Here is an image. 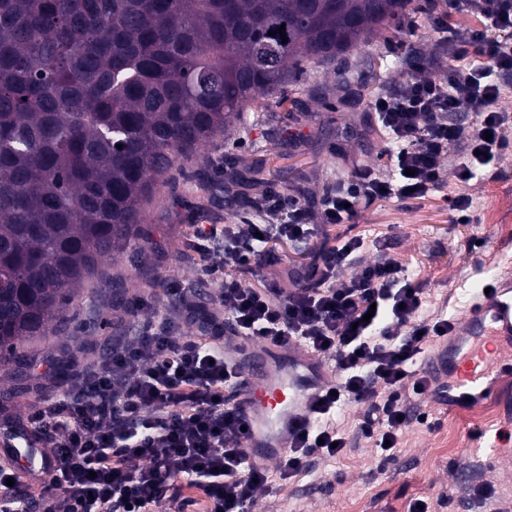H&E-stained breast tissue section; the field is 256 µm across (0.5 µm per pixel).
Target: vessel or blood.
<instances>
[{"instance_id":"vessel-or-blood-1","label":"vessel or blood","mask_w":512,"mask_h":512,"mask_svg":"<svg viewBox=\"0 0 512 512\" xmlns=\"http://www.w3.org/2000/svg\"><path fill=\"white\" fill-rule=\"evenodd\" d=\"M236 405L246 427L243 448L250 465L264 469L283 459L293 433L308 413L311 397L332 384L325 367L307 351L268 344L257 358L241 356ZM512 371V280L501 279L471 304L465 320L441 339L422 372L435 389L437 406L455 413L490 397L498 379ZM28 458L23 472L43 482L56 470L48 449L24 434L0 448V461Z\"/></svg>"}]
</instances>
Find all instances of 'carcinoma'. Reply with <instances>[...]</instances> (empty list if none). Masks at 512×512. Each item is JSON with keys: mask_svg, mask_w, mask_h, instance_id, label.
I'll use <instances>...</instances> for the list:
<instances>
[{"mask_svg": "<svg viewBox=\"0 0 512 512\" xmlns=\"http://www.w3.org/2000/svg\"><path fill=\"white\" fill-rule=\"evenodd\" d=\"M411 2L0 0V365L23 379L103 259L148 262L138 225L179 158L250 105L300 109L277 92L303 63L372 46Z\"/></svg>", "mask_w": 512, "mask_h": 512, "instance_id": "obj_1", "label": "carcinoma"}]
</instances>
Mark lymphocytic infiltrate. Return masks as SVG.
I'll list each match as a JSON object with an SVG mask.
<instances>
[{"instance_id": "lymphocytic-infiltrate-1", "label": "lymphocytic infiltrate", "mask_w": 512, "mask_h": 512, "mask_svg": "<svg viewBox=\"0 0 512 512\" xmlns=\"http://www.w3.org/2000/svg\"><path fill=\"white\" fill-rule=\"evenodd\" d=\"M472 18L462 26L451 14ZM431 21L457 59L430 57L435 76L380 89L370 108L391 146L386 162L356 166L318 200L268 187L252 213L234 223L198 227L197 239L220 245L218 311L200 315L188 289H174L175 309L133 335L114 339L107 355L84 365L59 399L35 402L25 427L57 461L50 482L17 481L0 464V512H249L268 471L248 472L242 421L232 400L240 374L238 337L300 346L335 362L333 389L316 393L310 419L278 466L281 481L312 459L344 454L348 439L338 407L364 405L359 427L385 460L410 421V406L430 381L413 364L427 344L448 334L445 318H425L421 284L405 277L388 252L357 264L359 238L311 253L289 289L244 287L259 274L267 246L302 241L318 224H347L360 203L422 199L444 181L475 175L512 145V112L500 106L512 76V0H452ZM479 56L481 65L469 63Z\"/></svg>"}]
</instances>
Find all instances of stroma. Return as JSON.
Returning <instances> with one entry per match:
<instances>
[{"mask_svg":"<svg viewBox=\"0 0 512 512\" xmlns=\"http://www.w3.org/2000/svg\"><path fill=\"white\" fill-rule=\"evenodd\" d=\"M414 21V35L400 31L369 51L349 54L341 76H334L332 67L306 63L288 89L289 97L305 100V112L252 107L226 133L180 159L147 206L141 226L154 253L152 264L136 268L125 260L104 261L101 276L73 296L63 319L28 344L26 377L14 381L0 367V391L8 393L0 399V420H24L36 398L58 396L57 359L68 355L82 367L107 352L113 337L168 314L171 285L193 289L201 313L217 309L216 285L202 277L200 261L190 253L198 225L235 218L213 191L226 170L258 166L263 186L301 188L316 198L355 165L379 163L386 136L369 101L380 88L399 87L410 77L411 61L432 55L445 65L454 61L451 49L440 46L428 14L415 13ZM275 129L286 133V144L274 145ZM459 194L473 200L467 224L448 221V200ZM345 236L361 239V262L372 261L381 248L397 253L405 277L426 290L425 316L460 323L478 288L512 272V147L469 182L449 172L426 198L360 205L352 223L319 226L314 242L332 247ZM268 249L271 264L261 276L245 275V285L288 287V273L303 262L305 246L280 241ZM487 405L494 411L490 422L444 414L423 395L420 409L427 422L412 420L393 460L384 464L377 448L356 435L363 406L346 403L336 414L337 425L349 435L344 456L314 459L285 487L270 476L253 512H407L417 499L431 512H495L498 499L512 498V439L497 438L512 428V375L500 378ZM482 484L495 490V498L475 495Z\"/></svg>","mask_w":512,"mask_h":512,"instance_id":"obj_1","label":"stroma"}]
</instances>
